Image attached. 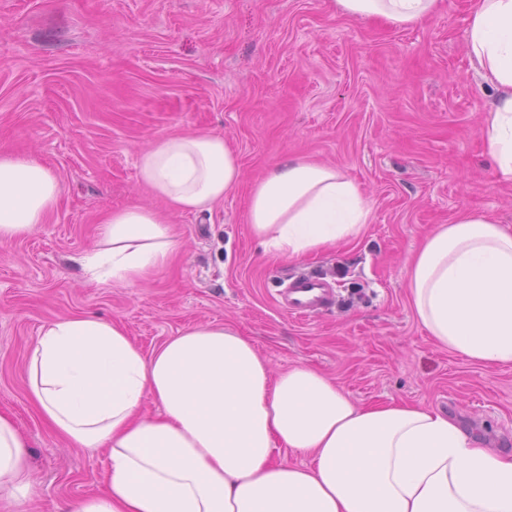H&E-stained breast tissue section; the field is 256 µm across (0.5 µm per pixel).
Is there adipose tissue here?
Here are the masks:
<instances>
[{
	"instance_id": "1",
	"label": "adipose tissue",
	"mask_w": 512,
	"mask_h": 512,
	"mask_svg": "<svg viewBox=\"0 0 512 512\" xmlns=\"http://www.w3.org/2000/svg\"><path fill=\"white\" fill-rule=\"evenodd\" d=\"M348 14L397 25L439 0H336ZM467 47L497 96L480 124L487 154L512 182V0H473ZM138 180L172 211L203 212L239 182L235 151L207 132L141 151ZM61 193L27 157L0 156V243L36 232ZM371 209L336 167L275 165L254 186L247 222L267 251L291 260L359 239ZM178 247L157 210L110 212L97 247L74 257L92 281L127 287ZM410 303L439 347L486 365L512 364V226L466 213L434 229L407 270ZM28 390L68 443L106 449L103 494L75 512H512V451L480 447L453 417L400 401L362 408L317 370L271 375L231 328L198 325L152 354L114 322L73 315L44 325ZM155 402L158 414L145 411ZM310 456L277 461L276 447ZM27 443L0 413V496L31 491Z\"/></svg>"
}]
</instances>
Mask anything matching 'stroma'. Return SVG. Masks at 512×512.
<instances>
[{"label":"stroma","mask_w":512,"mask_h":512,"mask_svg":"<svg viewBox=\"0 0 512 512\" xmlns=\"http://www.w3.org/2000/svg\"><path fill=\"white\" fill-rule=\"evenodd\" d=\"M471 0H441L397 26L336 0H0V155L61 183L39 231L0 243V412L29 443L33 493L0 512H56L104 487L106 453L68 447L27 387L48 321L122 325L145 352L202 324L234 328L272 373L299 365L359 406L391 400L456 416L488 448H512V365L438 347L417 322L406 273L424 238L465 213L512 225V184L484 151L494 98L466 51ZM209 132L237 152L239 183L205 213L166 210L137 177L156 139ZM339 168L371 208L361 238L294 261L265 253L246 219L273 165ZM132 204L162 211L182 243L132 288L95 284L72 259ZM330 280L309 318L280 303L285 274Z\"/></svg>","instance_id":"1"}]
</instances>
